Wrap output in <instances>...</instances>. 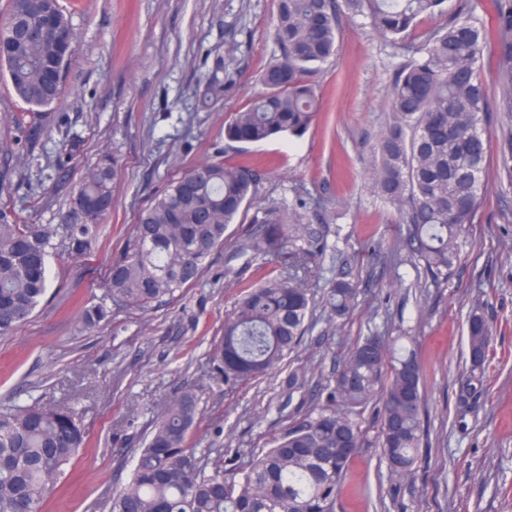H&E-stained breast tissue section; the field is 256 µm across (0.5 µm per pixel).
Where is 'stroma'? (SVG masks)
Instances as JSON below:
<instances>
[{
  "label": "stroma",
  "instance_id": "stroma-1",
  "mask_svg": "<svg viewBox=\"0 0 512 512\" xmlns=\"http://www.w3.org/2000/svg\"><path fill=\"white\" fill-rule=\"evenodd\" d=\"M76 53L53 104L55 123L35 145L17 125L32 109L0 78V206L37 224L72 221L71 195L102 152L122 170L111 213L90 255L57 249L50 287L33 317L0 337V408L76 401L85 444L61 475L45 512H108L113 490L130 478L138 448L167 400L186 384L201 391L203 415L192 447L222 448L247 465L270 448L290 416L322 401L338 360L375 332L401 337L424 372L426 440L411 477L391 479L378 446L379 418L361 417L365 445L351 461L336 512H512V191L500 184L497 155L487 159V190L478 220L462 240L447 281L425 284L421 265L394 261L407 236L393 208L369 180L372 149L386 120L396 72L413 54L392 45L363 19L342 15L340 51L322 65L319 116L299 137L259 144L224 137L226 115L257 93L260 71L277 46V0H62ZM235 72L222 105L199 106L195 89L216 59ZM84 140L69 155L71 137ZM223 148L231 164L261 175L255 196L226 232L200 279L145 310L113 308L83 331L82 311L105 293L113 259L124 251L139 212L165 184ZM304 200L307 223L327 243L318 287L344 276L358 305L342 325L316 311L314 327L293 356L309 384L286 398L287 366L235 387L206 353L239 292L287 272L279 257L239 255L264 211ZM481 313L493 338L484 391L463 396L466 320Z\"/></svg>",
  "mask_w": 512,
  "mask_h": 512
}]
</instances>
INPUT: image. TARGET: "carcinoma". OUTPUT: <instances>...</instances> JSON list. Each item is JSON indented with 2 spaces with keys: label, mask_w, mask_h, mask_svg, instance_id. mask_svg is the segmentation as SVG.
<instances>
[{
  "label": "carcinoma",
  "mask_w": 512,
  "mask_h": 512,
  "mask_svg": "<svg viewBox=\"0 0 512 512\" xmlns=\"http://www.w3.org/2000/svg\"><path fill=\"white\" fill-rule=\"evenodd\" d=\"M445 0H277L279 54L259 76L263 91L224 121L230 142L257 143L299 136L314 122L320 67L339 52V11L361 16L385 40L415 36L418 19ZM477 0H457L453 12L415 48L395 76L389 114L374 148L372 186L408 226L406 245L434 281L448 279L460 240L473 224L485 192L487 157L497 150L503 179L512 188V130L491 144L489 114L512 119V0H492L495 39L476 14ZM76 35L59 0H9L0 20V74L15 95L39 109L21 128L34 142L54 119L43 108L63 94ZM490 51L497 77L488 85L482 59ZM234 85L219 63L196 91L200 104L224 100ZM115 157L102 155L85 168L73 208L77 224H29L0 208V335L30 319L45 296L47 259L58 247L83 257L96 246L100 219L112 209L118 176ZM249 167L209 160L170 182L134 226L123 255L112 261L105 290L117 306L144 309L196 282L212 251L255 194ZM307 206L264 212L240 252L288 255V273L250 287L224 320L211 360L224 381L256 379L294 352L309 330L315 295L312 278L326 249ZM329 317L346 318L357 286L329 283L322 296ZM110 314L105 304L85 310L94 328ZM468 369L460 377L467 395L483 389L491 328L477 311L467 320ZM423 373L416 355L395 351L372 334L340 360L323 402L291 417L274 446L241 476L224 468L221 448L204 455L188 445L200 418L196 388L186 387L165 405L129 481L112 493L110 512H335L349 464L364 445L359 415L382 402L379 447L397 480L413 471L424 441ZM85 441L71 406L37 403L0 409V512H42L63 467Z\"/></svg>",
  "instance_id": "carcinoma-1"
}]
</instances>
